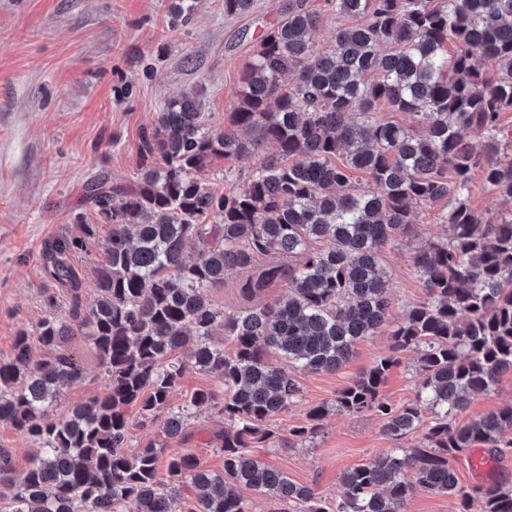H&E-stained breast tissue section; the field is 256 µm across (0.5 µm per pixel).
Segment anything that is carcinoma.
<instances>
[{
  "label": "carcinoma",
  "mask_w": 512,
  "mask_h": 512,
  "mask_svg": "<svg viewBox=\"0 0 512 512\" xmlns=\"http://www.w3.org/2000/svg\"><path fill=\"white\" fill-rule=\"evenodd\" d=\"M327 2L353 24L336 28L320 52L311 40L319 16L305 0H288L243 69L227 127L209 125L201 100L185 94L142 128L132 182L89 183L88 200L112 225L97 296L83 304L78 274L63 261L53 275L71 288L70 315L107 384L54 418L59 387L83 374L64 349L74 332L50 313L33 334L15 337L0 360V422L40 452L16 478L0 448L12 512H172L177 497L184 512H247L239 487L275 495L284 512H403L420 489L455 499L456 512H512V484L465 487L449 465L476 443L493 456L512 446L503 440L512 404L456 421L512 372V212L485 219L470 203L476 171L512 198V154L502 152L499 125L512 109V0ZM252 4L224 0V16ZM381 104L422 128L381 118ZM476 137L480 151L470 145ZM267 144L276 155H264ZM229 158L253 169L219 194L202 175ZM355 172L367 174L366 186L353 183ZM444 198L447 236L413 256L425 297L394 320L384 253L409 231L417 207ZM232 275L243 298L287 292L230 313L210 293ZM382 330L391 353L337 393L336 410L377 415L393 441L421 428L423 438L345 471L341 497L327 505L250 449L276 437L271 422L300 401L297 374L340 370ZM192 336V366L220 388L172 408L185 364L169 356ZM35 341L46 349L36 360ZM273 352L279 368L268 363ZM405 352L418 355L421 379L414 400L395 406L382 386ZM203 406L224 417V474L155 443L126 452L129 410L144 422L167 410L162 434L170 439ZM325 414L324 404L309 408L283 443L313 438Z\"/></svg>",
  "instance_id": "1"
}]
</instances>
